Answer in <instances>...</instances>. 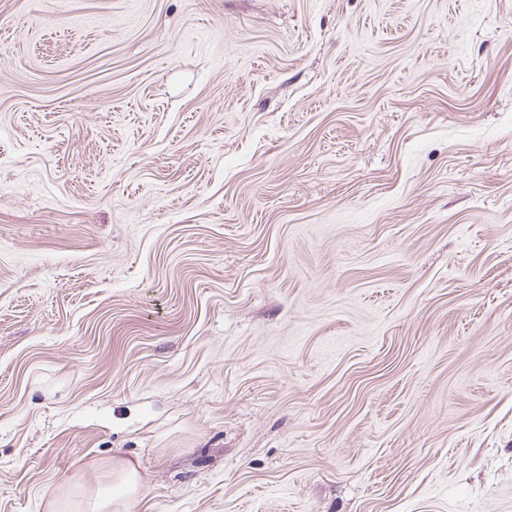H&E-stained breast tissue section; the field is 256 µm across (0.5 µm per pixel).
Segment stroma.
Here are the masks:
<instances>
[{
	"label": "stroma",
	"instance_id": "1",
	"mask_svg": "<svg viewBox=\"0 0 512 512\" xmlns=\"http://www.w3.org/2000/svg\"><path fill=\"white\" fill-rule=\"evenodd\" d=\"M512 512V0H0V512ZM106 477L114 479L126 493H136L143 487L144 479L133 460L116 457L104 469Z\"/></svg>",
	"mask_w": 512,
	"mask_h": 512
}]
</instances>
